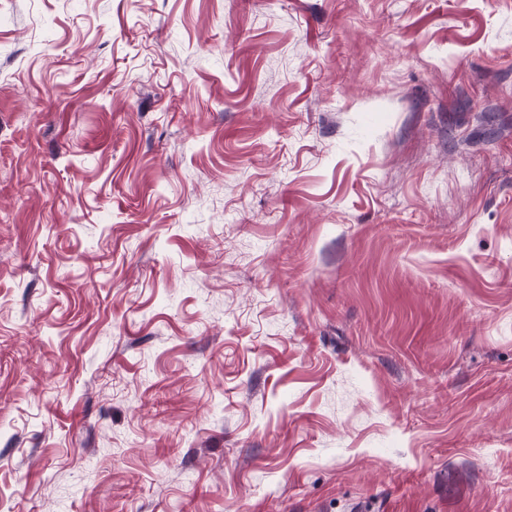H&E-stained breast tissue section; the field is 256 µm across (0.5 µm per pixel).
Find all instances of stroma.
<instances>
[{
    "instance_id": "1",
    "label": "stroma",
    "mask_w": 512,
    "mask_h": 512,
    "mask_svg": "<svg viewBox=\"0 0 512 512\" xmlns=\"http://www.w3.org/2000/svg\"><path fill=\"white\" fill-rule=\"evenodd\" d=\"M0 512H512V0H0Z\"/></svg>"
}]
</instances>
